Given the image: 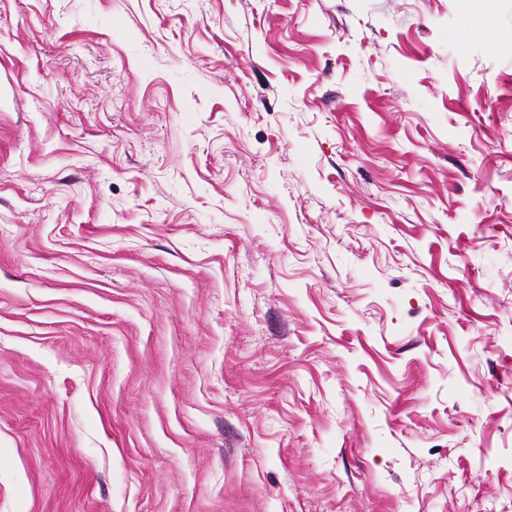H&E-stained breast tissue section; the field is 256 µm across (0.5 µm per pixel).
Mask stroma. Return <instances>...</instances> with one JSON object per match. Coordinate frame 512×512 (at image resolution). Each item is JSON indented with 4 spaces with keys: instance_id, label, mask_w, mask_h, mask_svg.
<instances>
[{
    "instance_id": "stroma-1",
    "label": "stroma",
    "mask_w": 512,
    "mask_h": 512,
    "mask_svg": "<svg viewBox=\"0 0 512 512\" xmlns=\"http://www.w3.org/2000/svg\"><path fill=\"white\" fill-rule=\"evenodd\" d=\"M0 512H512V0H0Z\"/></svg>"
}]
</instances>
